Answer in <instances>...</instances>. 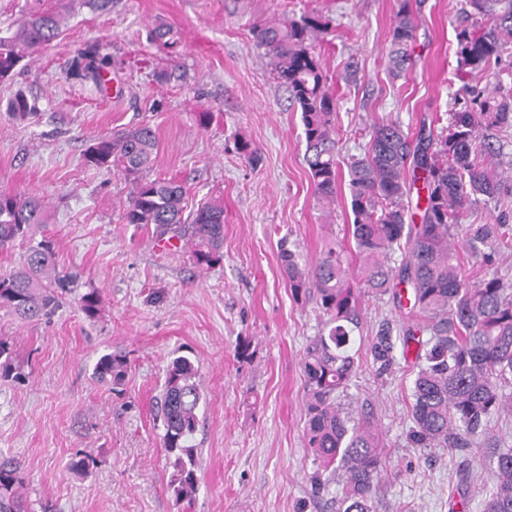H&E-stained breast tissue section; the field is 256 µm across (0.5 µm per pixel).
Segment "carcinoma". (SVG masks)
Returning <instances> with one entry per match:
<instances>
[{"label": "carcinoma", "instance_id": "cac0c4a2", "mask_svg": "<svg viewBox=\"0 0 512 512\" xmlns=\"http://www.w3.org/2000/svg\"><path fill=\"white\" fill-rule=\"evenodd\" d=\"M463 13L467 25L457 34L460 63L470 76L494 74V89H466L463 106L451 113L448 135L439 141L423 129L413 140L396 121L375 124L363 153L347 164L353 251L341 244L329 247L312 268L299 265L290 250L281 253L292 295L315 296L326 317L301 365L306 446L319 467L314 489L319 493L332 483L339 486L331 498L332 512H378L379 433L340 401L356 370L352 334L358 328L360 293L382 295L401 284L410 288L423 331L429 334L415 354L410 438L417 447L471 448L486 438L492 418L512 417V279L496 270L467 278L454 245L462 227L470 258L492 267L496 256L512 253L507 217L462 225L478 197L512 198V175L495 165L505 147L501 133L512 128V0H465ZM61 24L50 8L26 15L14 36L0 39V79L56 40ZM417 26L411 0H400L389 32L388 72L395 78L412 67ZM328 27L322 16L311 14L253 29L274 79L300 110L304 158L314 196L323 207L336 201L339 179L337 102L316 56V42ZM107 70L106 57L90 48L75 60L71 75L100 77ZM35 110L22 94L10 106L19 121L32 118ZM156 147L152 127L141 124L94 140L83 158L131 182L123 211L126 223L152 224L159 237L170 234L182 240L195 266L209 269L223 258L224 200L210 199L191 217H183L184 185L147 177ZM420 179L425 195L417 196V224L411 194ZM46 221L43 197L0 192V252L25 245L23 261L0 274V310L24 321L53 315L60 303L58 290L68 283L58 269L53 240L39 234ZM397 249L402 259L394 267L391 255ZM101 303L97 290L79 298L88 318L98 315ZM394 349L392 329H381L372 345L375 359L389 366ZM198 373L191 358H173L159 398L161 447L172 468L169 487L178 503L190 501L199 483L197 449L189 444L199 423ZM94 374L114 389L124 385L126 357L101 356ZM10 378L17 381L22 374L16 371L10 343L1 337L0 379ZM488 452L496 479L480 488L484 512H512V448ZM23 485L20 462L0 457V512H27Z\"/></svg>", "mask_w": 512, "mask_h": 512}]
</instances>
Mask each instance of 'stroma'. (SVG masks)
<instances>
[{"label":"stroma","instance_id":"obj_1","mask_svg":"<svg viewBox=\"0 0 512 512\" xmlns=\"http://www.w3.org/2000/svg\"><path fill=\"white\" fill-rule=\"evenodd\" d=\"M65 17L52 44L0 81V191L35 193L48 205L46 235L73 280L51 319L24 322L0 311V337L24 380L0 382V456L18 459L31 512H329L315 495L317 470L304 445L301 360L324 316L294 297L280 252L311 267L327 245L347 243L353 216L346 181L331 209L318 206L304 160L299 110L252 38L270 18L316 13L330 27L317 48L336 95L339 160L361 154L373 123L399 120L446 129L464 81L457 29L462 0H419L413 66L386 71L400 0H53ZM178 42L153 41L156 25ZM95 47L112 65L103 81L70 76L78 51ZM36 114L7 112L16 91ZM152 126L151 177L174 179L189 206L224 199V257L197 269L184 243L164 246L153 226L125 223L132 187L86 166L93 140ZM260 151L249 164L234 147ZM98 290L96 318L78 298ZM356 374L342 402L371 416L385 465V512H448L459 473L490 479L478 448L425 449L409 437L413 356L381 369L371 342L383 325L420 323L411 300L361 294ZM252 356L240 360L239 342ZM125 355L120 388L97 379L104 354ZM177 355L199 365V485L190 510L169 489L172 469L156 418L165 369ZM84 471H75L78 460Z\"/></svg>","mask_w":512,"mask_h":512}]
</instances>
